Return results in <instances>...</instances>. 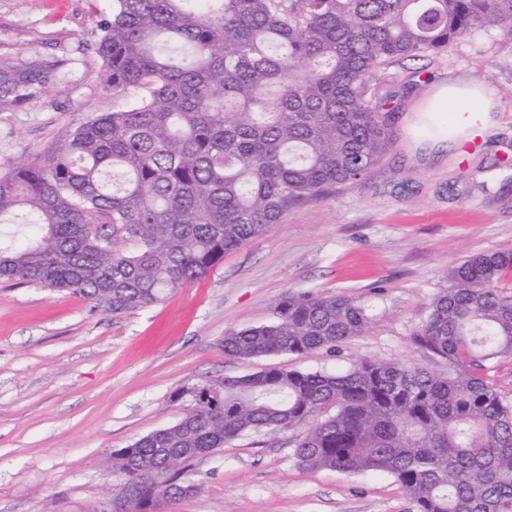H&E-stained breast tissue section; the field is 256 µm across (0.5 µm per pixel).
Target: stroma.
I'll list each match as a JSON object with an SVG mask.
<instances>
[{"mask_svg": "<svg viewBox=\"0 0 512 512\" xmlns=\"http://www.w3.org/2000/svg\"><path fill=\"white\" fill-rule=\"evenodd\" d=\"M111 6L0 0V64L53 71L33 99H0V158L47 159L79 126L123 105L104 88L94 52ZM448 83L495 92L491 126L476 142L441 141L445 115L422 110ZM374 102L394 137L362 185L292 209L160 303L115 315L0 281V512H106L122 481L113 451L179 421L189 389L205 382L274 366L342 372L362 359L447 372L414 340L430 302L464 257L512 252V44L486 29L392 63ZM291 291L347 295L366 308L369 327L334 354L225 356L227 331L271 321ZM302 434L261 429L195 459L194 493L165 512H417L387 474L301 467Z\"/></svg>", "mask_w": 512, "mask_h": 512, "instance_id": "obj_1", "label": "stroma"}]
</instances>
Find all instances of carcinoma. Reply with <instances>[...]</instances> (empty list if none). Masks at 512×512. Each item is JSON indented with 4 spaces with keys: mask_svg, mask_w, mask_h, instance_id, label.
Instances as JSON below:
<instances>
[{
    "mask_svg": "<svg viewBox=\"0 0 512 512\" xmlns=\"http://www.w3.org/2000/svg\"><path fill=\"white\" fill-rule=\"evenodd\" d=\"M488 28L512 43V0H112L94 50L129 103L42 162L0 163V279L114 314L160 302L290 209L364 181L393 139L377 73ZM51 79L6 63L0 97L25 101ZM509 271L512 252L448 271L415 333L448 373L365 359L206 382L180 421L113 452L112 470L131 481L159 448L184 465L250 431L304 427L303 467L386 473L417 512H512V405L489 376L512 355ZM369 323L346 296L291 291L272 321L225 333L224 354L335 351ZM185 479L175 466L142 479L130 512Z\"/></svg>",
    "mask_w": 512,
    "mask_h": 512,
    "instance_id": "obj_1",
    "label": "carcinoma"
}]
</instances>
